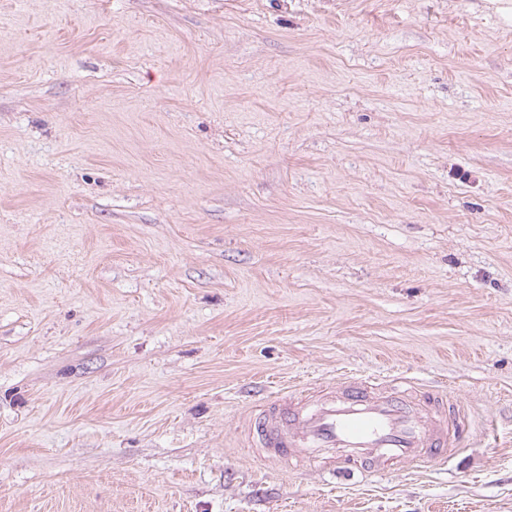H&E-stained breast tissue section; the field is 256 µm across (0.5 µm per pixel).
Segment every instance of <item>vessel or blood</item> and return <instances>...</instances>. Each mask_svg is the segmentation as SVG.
<instances>
[{
	"label": "vessel or blood",
	"mask_w": 512,
	"mask_h": 512,
	"mask_svg": "<svg viewBox=\"0 0 512 512\" xmlns=\"http://www.w3.org/2000/svg\"><path fill=\"white\" fill-rule=\"evenodd\" d=\"M467 433V419L448 395L406 378L353 374L333 386L276 395L247 427L252 448L271 464L329 475L444 462Z\"/></svg>",
	"instance_id": "1"
}]
</instances>
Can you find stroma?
I'll use <instances>...</instances> for the list:
<instances>
[{"label": "stroma", "mask_w": 512, "mask_h": 512, "mask_svg": "<svg viewBox=\"0 0 512 512\" xmlns=\"http://www.w3.org/2000/svg\"><path fill=\"white\" fill-rule=\"evenodd\" d=\"M353 373L469 446L249 448ZM0 512H512V0H0ZM468 422L447 394L406 378L345 375L335 386L283 392L254 411L247 435L271 464L336 475H367L446 462Z\"/></svg>", "instance_id": "stroma-1"}]
</instances>
